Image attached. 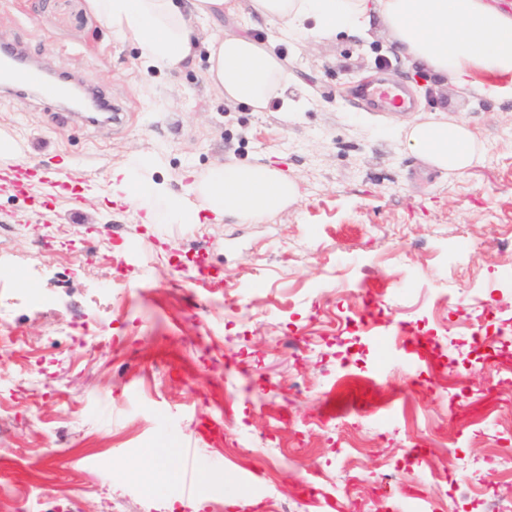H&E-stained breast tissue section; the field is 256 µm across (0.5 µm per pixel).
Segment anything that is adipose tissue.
<instances>
[{
    "mask_svg": "<svg viewBox=\"0 0 512 512\" xmlns=\"http://www.w3.org/2000/svg\"><path fill=\"white\" fill-rule=\"evenodd\" d=\"M100 23L119 41L140 51L143 67L178 71L194 63L206 48L208 84L230 103L265 111L279 100L284 112H298L305 98L288 95V62L272 42L305 44L345 33L365 39L372 29L425 69L429 79H454L460 86L496 97L503 79L512 77V9L498 0H87ZM237 21L225 32L224 17ZM214 22L208 37L195 23ZM269 38L254 39L257 22ZM409 150L432 166L466 172L480 155L476 135L462 123L434 119L405 129ZM138 156L112 169L113 199L143 211L147 224H195L200 211L245 223L293 200L296 183L271 158L214 167L190 185L199 206L173 198L158 184L137 174Z\"/></svg>",
    "mask_w": 512,
    "mask_h": 512,
    "instance_id": "ef3b65f1",
    "label": "adipose tissue"
}]
</instances>
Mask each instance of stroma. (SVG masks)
<instances>
[{
    "mask_svg": "<svg viewBox=\"0 0 512 512\" xmlns=\"http://www.w3.org/2000/svg\"><path fill=\"white\" fill-rule=\"evenodd\" d=\"M4 36L126 116L88 123L0 91V129L23 158L79 176L51 195L0 182V262L16 269L0 282V320L23 334L0 353V512H484L493 490L512 487V390L501 387L512 379V96L431 86L378 31L277 44L291 91L316 98L291 115L226 102L206 83L203 49L192 66L143 77L137 48L86 0H0ZM387 74L413 111L354 95ZM438 116L480 141L465 174L430 166L398 131ZM134 153L181 198L188 173L275 153L299 195L255 223L144 224L110 199L113 166ZM200 255L221 288L169 292ZM368 288L371 314L357 310ZM376 323L423 340L421 363L376 339ZM489 323L503 335L476 340ZM86 328L102 331L92 353L71 341ZM285 336L310 351L290 355ZM124 340L145 373L126 367ZM36 366L57 378L54 392ZM228 434L251 461L225 447ZM191 440L189 497L178 450ZM159 446L174 477L152 488L133 469ZM450 454L467 495L439 468ZM388 470L398 483L375 491Z\"/></svg>",
    "mask_w": 512,
    "mask_h": 512,
    "instance_id": "35a3bbf8",
    "label": "stroma"
}]
</instances>
